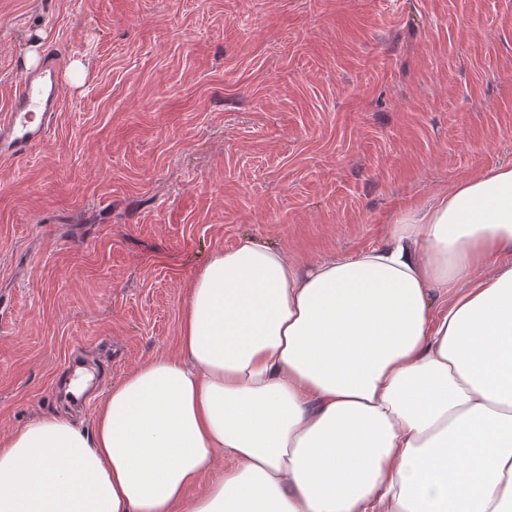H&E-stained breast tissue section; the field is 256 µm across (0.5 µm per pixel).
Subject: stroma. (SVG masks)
Wrapping results in <instances>:
<instances>
[{
  "label": "stroma",
  "instance_id": "1",
  "mask_svg": "<svg viewBox=\"0 0 512 512\" xmlns=\"http://www.w3.org/2000/svg\"><path fill=\"white\" fill-rule=\"evenodd\" d=\"M39 33L60 106L0 158V433L92 425L179 354L215 250L353 255L512 160V0H0V113Z\"/></svg>",
  "mask_w": 512,
  "mask_h": 512
}]
</instances>
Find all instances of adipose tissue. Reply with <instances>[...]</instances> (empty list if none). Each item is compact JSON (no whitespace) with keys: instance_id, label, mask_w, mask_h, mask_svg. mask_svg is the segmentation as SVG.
Segmentation results:
<instances>
[{"instance_id":"adipose-tissue-1","label":"adipose tissue","mask_w":512,"mask_h":512,"mask_svg":"<svg viewBox=\"0 0 512 512\" xmlns=\"http://www.w3.org/2000/svg\"><path fill=\"white\" fill-rule=\"evenodd\" d=\"M180 342L0 435V512H512V161L349 257L216 250Z\"/></svg>"}]
</instances>
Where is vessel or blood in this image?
Segmentation results:
<instances>
[{"label":"vessel or blood","mask_w":512,"mask_h":512,"mask_svg":"<svg viewBox=\"0 0 512 512\" xmlns=\"http://www.w3.org/2000/svg\"><path fill=\"white\" fill-rule=\"evenodd\" d=\"M58 104L54 85L34 75L22 77L11 109L0 114V154L21 158L44 144Z\"/></svg>","instance_id":"obj_1"}]
</instances>
